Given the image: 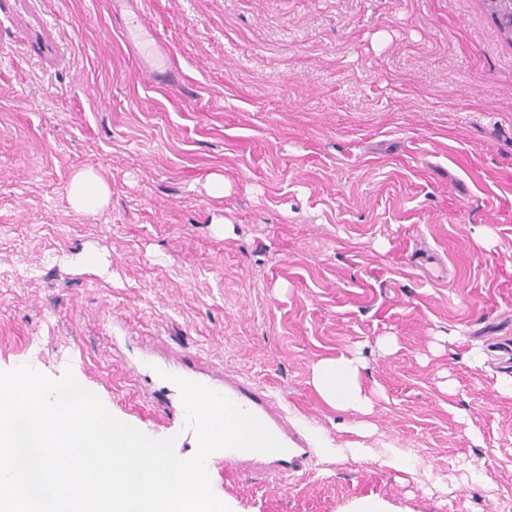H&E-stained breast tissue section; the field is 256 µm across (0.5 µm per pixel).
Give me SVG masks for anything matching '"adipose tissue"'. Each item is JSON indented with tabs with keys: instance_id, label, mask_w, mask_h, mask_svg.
I'll use <instances>...</instances> for the list:
<instances>
[{
	"instance_id": "ef3b65f1",
	"label": "adipose tissue",
	"mask_w": 512,
	"mask_h": 512,
	"mask_svg": "<svg viewBox=\"0 0 512 512\" xmlns=\"http://www.w3.org/2000/svg\"><path fill=\"white\" fill-rule=\"evenodd\" d=\"M111 191L94 170L74 173L68 186V201L79 212L97 213L108 204ZM359 359L345 355L321 359L312 371V384L329 407L369 414L371 401L362 380Z\"/></svg>"
}]
</instances>
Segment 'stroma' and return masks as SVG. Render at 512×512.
<instances>
[{
  "mask_svg": "<svg viewBox=\"0 0 512 512\" xmlns=\"http://www.w3.org/2000/svg\"><path fill=\"white\" fill-rule=\"evenodd\" d=\"M137 10L175 82L109 0H0V371L72 372L182 458L157 370L270 398L314 460L286 483L209 463L231 512H503L512 42L483 0ZM89 168L111 197L78 213ZM339 354L364 364L371 435L312 385ZM123 30L126 38L138 43L146 58L151 60L152 64L148 68L150 79L156 82H168L171 78L168 56L159 50L157 34L143 16L139 13L128 16ZM110 194L108 184L93 169L74 173L68 186V201L78 212L102 211L108 205Z\"/></svg>",
  "mask_w": 512,
  "mask_h": 512,
  "instance_id": "stroma-1",
  "label": "stroma"
}]
</instances>
